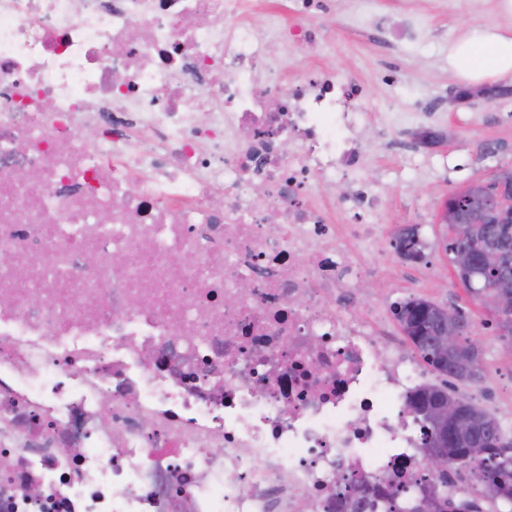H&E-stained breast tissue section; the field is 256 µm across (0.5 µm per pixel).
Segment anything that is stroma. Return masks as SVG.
Returning a JSON list of instances; mask_svg holds the SVG:
<instances>
[{
	"label": "stroma",
	"instance_id": "1",
	"mask_svg": "<svg viewBox=\"0 0 512 512\" xmlns=\"http://www.w3.org/2000/svg\"><path fill=\"white\" fill-rule=\"evenodd\" d=\"M335 11L320 18L327 46L313 64L351 74L366 90L363 101L370 122L359 129V141L369 156L365 177L386 199L373 216L387 235L406 226L417 227L425 258L410 275H403L402 257L362 253V262L381 265L390 286L372 284L369 304L393 305L425 298L462 309L473 332L484 344L480 382H451V389L495 413L512 428V345L499 338L487 314L455 281L444 250L446 225L438 221L448 194L471 182L489 181L496 170L512 167V97L487 99L451 97L461 83L448 76V48L474 27L512 28V16L501 13L499 0H378L377 16L414 18L424 33L413 45L378 47L371 33L375 18L351 19L354 0H334ZM419 113L416 126L383 135L381 125L392 115ZM427 205L428 216L418 220L415 209Z\"/></svg>",
	"mask_w": 512,
	"mask_h": 512
}]
</instances>
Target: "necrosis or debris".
<instances>
[{"label": "necrosis or debris", "instance_id": "4bbe7bcc", "mask_svg": "<svg viewBox=\"0 0 512 512\" xmlns=\"http://www.w3.org/2000/svg\"><path fill=\"white\" fill-rule=\"evenodd\" d=\"M289 3L0 0V512H343L339 478L423 475L429 376L353 296L363 89L282 82L333 10Z\"/></svg>", "mask_w": 512, "mask_h": 512}]
</instances>
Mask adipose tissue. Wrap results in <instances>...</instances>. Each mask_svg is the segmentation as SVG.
<instances>
[{
	"label": "adipose tissue",
	"instance_id": "1",
	"mask_svg": "<svg viewBox=\"0 0 512 512\" xmlns=\"http://www.w3.org/2000/svg\"><path fill=\"white\" fill-rule=\"evenodd\" d=\"M448 73L470 83L512 75V31L476 27L448 50Z\"/></svg>",
	"mask_w": 512,
	"mask_h": 512
}]
</instances>
